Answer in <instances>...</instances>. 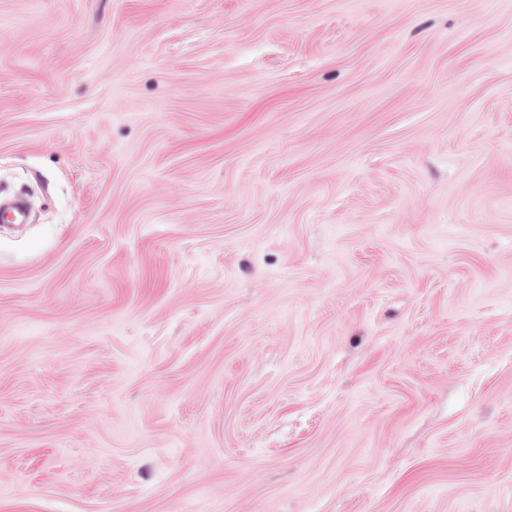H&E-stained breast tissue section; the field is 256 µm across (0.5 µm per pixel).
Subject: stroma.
Here are the masks:
<instances>
[{"mask_svg": "<svg viewBox=\"0 0 512 512\" xmlns=\"http://www.w3.org/2000/svg\"><path fill=\"white\" fill-rule=\"evenodd\" d=\"M0 512H512V0H0Z\"/></svg>", "mask_w": 512, "mask_h": 512, "instance_id": "stroma-1", "label": "stroma"}]
</instances>
